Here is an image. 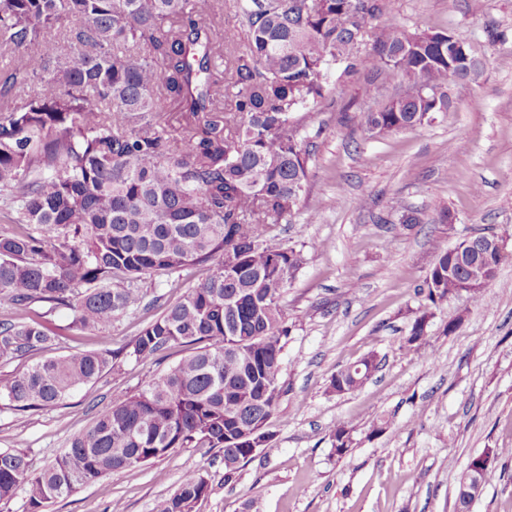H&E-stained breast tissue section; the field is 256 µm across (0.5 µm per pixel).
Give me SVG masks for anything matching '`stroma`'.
Here are the masks:
<instances>
[{"label":"stroma","instance_id":"obj_1","mask_svg":"<svg viewBox=\"0 0 512 512\" xmlns=\"http://www.w3.org/2000/svg\"><path fill=\"white\" fill-rule=\"evenodd\" d=\"M403 29L444 31L484 65L475 82H452L451 108L420 127L376 139L348 127L366 110L368 82L390 94L384 75L328 71L327 98L304 119L312 152L308 186L292 223L273 227L274 245L306 247V261L280 299L290 335L282 353L284 393L271 441L224 479L215 448H175L140 467L115 472L49 504L44 512H153L189 471L209 484L195 512H456L458 477L471 457L512 448V0H394ZM421 223L402 226L405 209ZM450 212L453 223L441 220ZM494 232L503 258L473 306L459 296L431 306L424 281L433 244ZM199 268L141 282L143 307L102 331L72 329L73 313H35L54 335L49 353L66 355L129 344L167 302L203 277ZM433 308L421 352L403 344L416 313ZM455 331H447L450 321ZM175 346L159 359H121L64 402L18 412L0 402V450L26 447L34 468L62 454L99 410L144 388L190 355ZM383 360L360 389L336 395L329 381L369 353ZM344 420L352 443L338 457L329 428ZM381 433H373L376 421ZM471 512H512V457Z\"/></svg>","mask_w":512,"mask_h":512}]
</instances>
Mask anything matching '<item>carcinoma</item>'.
Here are the masks:
<instances>
[{"label": "carcinoma", "instance_id": "obj_1", "mask_svg": "<svg viewBox=\"0 0 512 512\" xmlns=\"http://www.w3.org/2000/svg\"><path fill=\"white\" fill-rule=\"evenodd\" d=\"M212 0H0V358L48 349L55 337L28 317L35 304L73 311V327L97 331L143 300L132 283L153 273L203 268L205 276L147 322L130 344L49 357L0 378L14 409L57 404L94 384L122 355L153 358L174 345L195 351L140 392L99 411L67 451L34 473L23 450L0 451V501L24 488L30 512L172 448H218L229 479L267 426L283 394L279 300L305 262L272 246L269 230L298 212L309 150L297 114L325 95L327 70H381L409 93L350 121L374 137L423 125L448 111V84L474 81L472 49L457 63L446 32L385 23L370 53L367 25L392 0H232L245 21L234 56L235 89L224 111V71L214 44L224 29L204 16ZM171 101L177 124L164 112ZM424 282L436 305L458 294L480 303L484 266L502 254L450 265L437 240ZM434 316H415L401 346L418 352ZM374 353L336 372L350 393L378 371ZM339 454L350 429L330 428ZM208 484L195 472L155 504L193 512Z\"/></svg>", "mask_w": 512, "mask_h": 512}]
</instances>
